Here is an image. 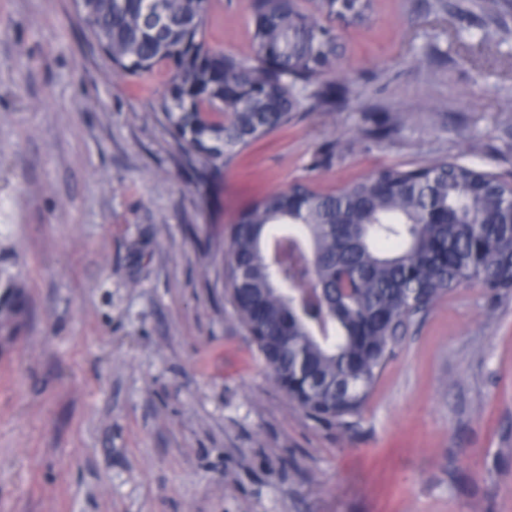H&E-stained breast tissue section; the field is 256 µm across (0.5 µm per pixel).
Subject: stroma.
<instances>
[{
    "label": "stroma",
    "instance_id": "35a3bbf8",
    "mask_svg": "<svg viewBox=\"0 0 512 512\" xmlns=\"http://www.w3.org/2000/svg\"><path fill=\"white\" fill-rule=\"evenodd\" d=\"M332 19L323 81L208 201L72 0H0V512H512V297L458 289L416 317L341 423L292 403L224 287L216 225L297 181L333 191L443 157L512 180V34L456 0ZM248 0L210 44L250 46Z\"/></svg>",
    "mask_w": 512,
    "mask_h": 512
}]
</instances>
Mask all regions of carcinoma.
<instances>
[{
	"instance_id": "obj_1",
	"label": "carcinoma",
	"mask_w": 512,
	"mask_h": 512,
	"mask_svg": "<svg viewBox=\"0 0 512 512\" xmlns=\"http://www.w3.org/2000/svg\"><path fill=\"white\" fill-rule=\"evenodd\" d=\"M499 0H460L470 14ZM212 0H79L76 17L130 77L168 68L155 111L194 181L218 193L221 170L287 125L302 104L334 107L346 88L315 79L337 54L320 18L297 0H253L250 52L207 40ZM512 184L441 158L388 167L342 192L299 184L269 193L230 230L225 279L275 382L316 419L341 422L365 405L413 310L467 284L512 295ZM246 271L244 279L239 272ZM353 292L338 293L343 271Z\"/></svg>"
}]
</instances>
